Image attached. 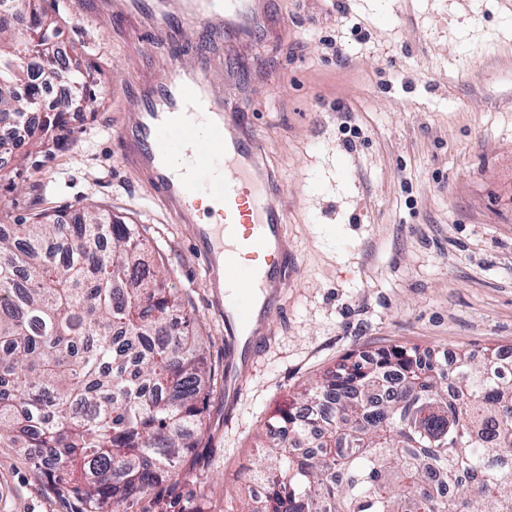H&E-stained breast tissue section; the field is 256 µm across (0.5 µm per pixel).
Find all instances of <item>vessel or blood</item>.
Here are the masks:
<instances>
[{
	"mask_svg": "<svg viewBox=\"0 0 512 512\" xmlns=\"http://www.w3.org/2000/svg\"><path fill=\"white\" fill-rule=\"evenodd\" d=\"M271 0H75L76 11L136 21L143 52L191 35L244 43L258 32L278 38ZM164 78L125 90L116 129L124 168L152 191L173 223L193 228V250L224 318V408L232 410L283 307L288 276V203L249 112L212 81L204 64L172 56Z\"/></svg>",
	"mask_w": 512,
	"mask_h": 512,
	"instance_id": "obj_1",
	"label": "vessel or blood"
}]
</instances>
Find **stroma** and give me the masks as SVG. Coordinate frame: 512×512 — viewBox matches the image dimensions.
<instances>
[{
	"label": "stroma",
	"instance_id": "obj_1",
	"mask_svg": "<svg viewBox=\"0 0 512 512\" xmlns=\"http://www.w3.org/2000/svg\"><path fill=\"white\" fill-rule=\"evenodd\" d=\"M45 7L60 49L91 70L94 106L0 155V222L93 203L137 225L191 301L208 365L223 370L224 321L191 229L122 167L118 101L136 78V33L72 0ZM273 14L287 36L256 37L264 68L236 87L256 102L295 268L234 410L223 381L210 389L202 474L217 512L257 497L248 469L267 421L347 355L512 349V0H274ZM31 455L0 447V512H72Z\"/></svg>",
	"mask_w": 512,
	"mask_h": 512
}]
</instances>
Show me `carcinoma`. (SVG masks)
<instances>
[{
    "label": "carcinoma",
    "instance_id": "cac0c4a2",
    "mask_svg": "<svg viewBox=\"0 0 512 512\" xmlns=\"http://www.w3.org/2000/svg\"><path fill=\"white\" fill-rule=\"evenodd\" d=\"M21 2L22 39L0 9V118L26 124L59 79L68 106L91 107L80 61L61 69L53 56L56 22L41 0ZM22 46L41 60L36 78ZM166 276L136 225L98 208L0 228V445L50 449L53 464L32 468L76 512H212L206 493L173 499L206 463L215 372ZM352 357L269 419L266 495L235 512H512V370L498 349L458 347L449 363L404 346ZM312 427L315 452L288 447Z\"/></svg>",
    "mask_w": 512,
    "mask_h": 512
}]
</instances>
